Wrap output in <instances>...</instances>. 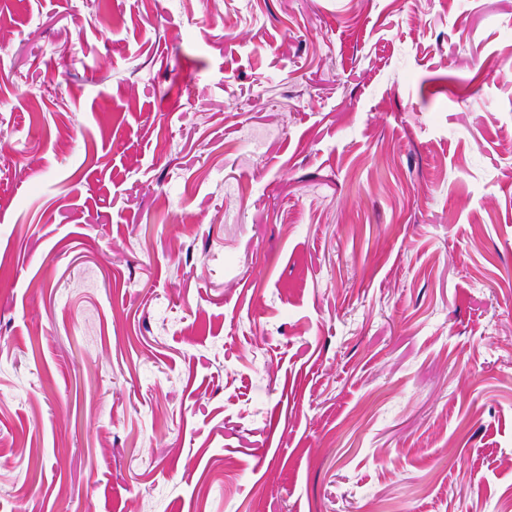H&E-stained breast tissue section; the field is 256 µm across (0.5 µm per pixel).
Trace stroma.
<instances>
[{"mask_svg":"<svg viewBox=\"0 0 512 512\" xmlns=\"http://www.w3.org/2000/svg\"><path fill=\"white\" fill-rule=\"evenodd\" d=\"M512 0H0V512H512Z\"/></svg>","mask_w":512,"mask_h":512,"instance_id":"stroma-1","label":"stroma"}]
</instances>
